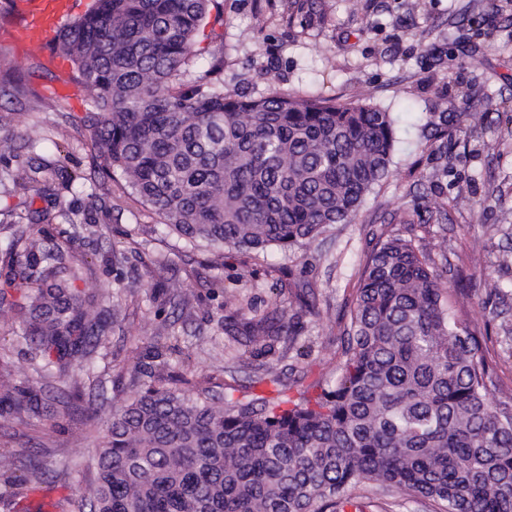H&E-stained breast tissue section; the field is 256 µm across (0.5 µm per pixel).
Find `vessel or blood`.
<instances>
[{
    "mask_svg": "<svg viewBox=\"0 0 512 512\" xmlns=\"http://www.w3.org/2000/svg\"><path fill=\"white\" fill-rule=\"evenodd\" d=\"M75 7V0H18L19 17L9 37L22 47L42 46Z\"/></svg>",
    "mask_w": 512,
    "mask_h": 512,
    "instance_id": "b4317fda",
    "label": "vessel or blood"
}]
</instances>
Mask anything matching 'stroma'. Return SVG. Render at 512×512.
<instances>
[{"label":"stroma","instance_id":"stroma-1","mask_svg":"<svg viewBox=\"0 0 512 512\" xmlns=\"http://www.w3.org/2000/svg\"><path fill=\"white\" fill-rule=\"evenodd\" d=\"M285 2L222 0L224 21L206 54L192 60L191 74H202L215 55L224 60L228 92L256 97L280 88L341 102L367 98L397 117L398 142L389 177L365 197L354 222L329 225L311 243L285 252L226 259L225 286L249 274L251 285L240 297L261 309L277 296L311 291L315 312L296 324L279 367L290 396L313 394L336 377L339 320L373 237L412 241L444 281L462 282L455 308L488 325L487 346L502 382L498 395H512V265L497 263L502 251H512V0H318L314 15L291 25L283 21ZM70 74L66 65L54 78L36 79V97L21 102L0 96V140L35 141L37 153L66 158L70 169L87 175L93 149L71 119L83 115L89 93L76 84L67 94L55 92ZM442 112L457 116L460 127L445 146L425 126L430 114ZM96 192L111 196L112 213L99 248L82 250L93 274L79 287L92 292L113 281L101 262L111 250L126 257L119 275L125 290L93 373L77 367L70 373L83 392L81 408L68 414L56 404L26 422L0 412V445L13 457L45 464L41 479L30 484L32 502L92 484L99 436L86 418L107 420L113 403L129 395L147 344L177 343L171 364L196 380L211 378L241 395L262 390L255 382L259 359L240 360L238 345L224 333V299L209 286L212 271L203 255L184 252L181 242L156 231L157 216L123 181L105 182ZM490 275L503 289L492 309L484 304ZM176 291L186 305L173 306ZM3 323L13 333L0 349V384L53 389L29 361L13 310L0 308ZM116 359L124 362L123 373L113 371ZM355 497L362 512H432L428 501L397 491L384 497L362 487Z\"/></svg>","mask_w":512,"mask_h":512}]
</instances>
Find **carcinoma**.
<instances>
[{
  "label": "carcinoma",
  "instance_id": "1",
  "mask_svg": "<svg viewBox=\"0 0 512 512\" xmlns=\"http://www.w3.org/2000/svg\"><path fill=\"white\" fill-rule=\"evenodd\" d=\"M222 20L219 0H91L63 23L53 52L70 62V81L90 92L72 118L87 134L100 180L119 177L169 235L220 258L224 252L283 250L314 240L330 224L352 222L365 196L389 172L397 142L391 113L275 90L248 97L219 87L222 66L184 80L192 58ZM32 74L0 77L16 100L34 93ZM437 139L453 119L429 116ZM8 146L0 188L25 200L0 214V304L19 315L30 359L65 374L95 358L114 309L76 288L92 274L77 248L108 213L95 192L30 209L72 193L86 176L35 151ZM224 331L241 356H275L302 315L301 297L259 312L224 286ZM158 367L133 374L137 392L113 407L99 430L88 491L59 512H341L353 490L370 485L427 500L433 512H512V396L496 387L481 331L455 313L449 288L411 241H379L366 261L344 329L336 380L314 396H288L281 372L257 383L274 396H234L221 404L187 373ZM79 385L54 401L71 409ZM16 413L40 415L41 390L0 397ZM0 498L16 503L43 465L20 466L0 453Z\"/></svg>",
  "mask_w": 512,
  "mask_h": 512
}]
</instances>
